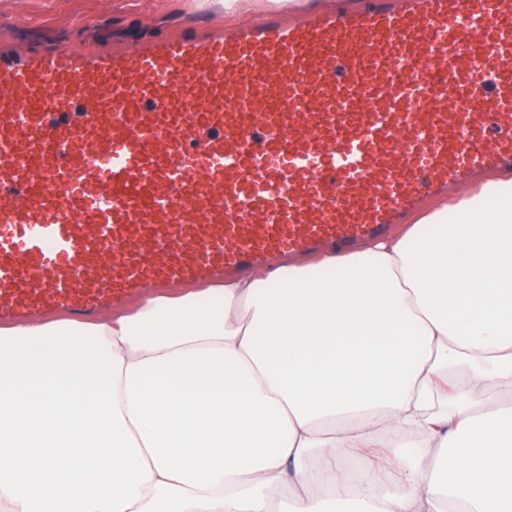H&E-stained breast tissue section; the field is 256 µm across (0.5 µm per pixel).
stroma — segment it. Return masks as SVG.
Here are the masks:
<instances>
[{"mask_svg":"<svg viewBox=\"0 0 512 512\" xmlns=\"http://www.w3.org/2000/svg\"><path fill=\"white\" fill-rule=\"evenodd\" d=\"M270 12L266 0H244L236 13L207 0H0V40L19 51L38 48V41L23 37L28 29L70 47H122L130 36L164 39L198 19L230 28L261 22Z\"/></svg>","mask_w":512,"mask_h":512,"instance_id":"1","label":"stroma"}]
</instances>
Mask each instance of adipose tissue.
<instances>
[{"instance_id": "1", "label": "adipose tissue", "mask_w": 512, "mask_h": 512, "mask_svg": "<svg viewBox=\"0 0 512 512\" xmlns=\"http://www.w3.org/2000/svg\"><path fill=\"white\" fill-rule=\"evenodd\" d=\"M422 221L320 278L1 326L0 512H512V180ZM408 431L413 479L362 488Z\"/></svg>"}]
</instances>
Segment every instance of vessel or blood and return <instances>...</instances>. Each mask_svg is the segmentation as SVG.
<instances>
[{
    "label": "vessel or blood",
    "instance_id": "obj_1",
    "mask_svg": "<svg viewBox=\"0 0 512 512\" xmlns=\"http://www.w3.org/2000/svg\"><path fill=\"white\" fill-rule=\"evenodd\" d=\"M512 167V0L0 52V317L384 234Z\"/></svg>",
    "mask_w": 512,
    "mask_h": 512
}]
</instances>
